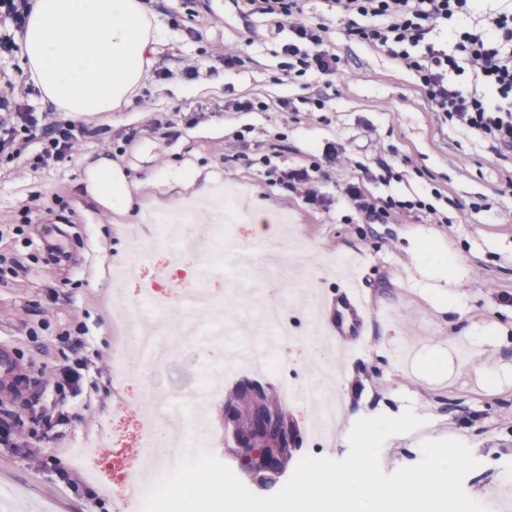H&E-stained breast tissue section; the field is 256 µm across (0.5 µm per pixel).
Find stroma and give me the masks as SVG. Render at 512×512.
I'll return each instance as SVG.
<instances>
[{
    "label": "stroma",
    "instance_id": "stroma-1",
    "mask_svg": "<svg viewBox=\"0 0 512 512\" xmlns=\"http://www.w3.org/2000/svg\"><path fill=\"white\" fill-rule=\"evenodd\" d=\"M159 37L155 63L137 91L134 106L84 122L77 151L61 161L40 162V141L14 160L0 158V340L17 369L0 388V428L33 433L42 456L0 443V489L12 492V512H113L112 495L73 448L96 440L110 427L120 432V456L133 462L143 422L154 419L140 396L151 390L178 403L186 390L217 391L208 410L206 449L234 473L239 460L225 453L224 408L240 378L272 392L305 382L310 356L307 310L283 294L276 307L290 337L271 353L270 369L228 374L234 354L265 346L262 335L242 338L236 319L261 311L276 291V271L258 262L254 289L231 271L197 280L179 269L173 245L156 249L158 237L148 213L184 198L181 176L213 174L214 191L233 193L243 207L264 202L284 230L288 250L307 258L317 289L335 298L344 282L366 292L368 331L345 362L349 399L344 417L397 416L413 410L425 419V438H452L479 460L467 475L466 493L500 503L499 484L512 471V155L502 158L471 132L450 126L431 111L416 76L384 52L351 38L345 22L325 0H304L303 18L324 23L326 46L340 58V74L325 80L309 72L282 78L287 61L281 47L287 21L249 14L232 0H146ZM241 45V62L225 69L216 48ZM200 67L197 79L182 74L184 58ZM12 84L11 101L45 111L29 79L21 51L0 58ZM326 93L323 110L309 112L308 98ZM265 102L262 110L236 111V102ZM294 103L284 111L281 100ZM265 129L255 137V129ZM349 159L338 167L329 146ZM109 156L135 176L157 173L162 188L141 187L136 198L146 243L136 270L114 279L131 247L121 216L105 214L85 190L89 162ZM279 172L319 166L322 203L267 175L263 157ZM360 187L377 204L389 199L430 203V210H391L386 223H364L346 196ZM64 237L68 263H59L44 239ZM170 267L171 280L158 292L168 305V359L159 368L117 369L126 356L125 319L135 315L157 265ZM452 269L450 281L431 275ZM205 291L223 303L226 331L219 346L186 335L184 293ZM493 329L494 338H473L474 326ZM82 375L79 394L68 395L64 419L45 422L27 407L35 384L62 366ZM297 434L296 457L345 458L347 439L334 447L305 438L309 406L289 403ZM422 438V439H425ZM413 434L389 438L381 456L393 468L421 459Z\"/></svg>",
    "mask_w": 512,
    "mask_h": 512
}]
</instances>
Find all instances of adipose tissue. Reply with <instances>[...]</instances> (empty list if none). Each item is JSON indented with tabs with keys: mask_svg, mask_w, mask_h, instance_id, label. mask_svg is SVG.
Masks as SVG:
<instances>
[{
	"mask_svg": "<svg viewBox=\"0 0 512 512\" xmlns=\"http://www.w3.org/2000/svg\"><path fill=\"white\" fill-rule=\"evenodd\" d=\"M157 30L144 0H30L21 35L26 69L44 102L78 119L134 102L153 61ZM155 173L129 179L101 157L86 170V191L101 206L132 218L134 193Z\"/></svg>",
	"mask_w": 512,
	"mask_h": 512,
	"instance_id": "ef3b65f1",
	"label": "adipose tissue"
}]
</instances>
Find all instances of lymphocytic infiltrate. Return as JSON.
I'll use <instances>...</instances> for the list:
<instances>
[{"label":"lymphocytic infiltrate","instance_id":"obj_1","mask_svg":"<svg viewBox=\"0 0 512 512\" xmlns=\"http://www.w3.org/2000/svg\"><path fill=\"white\" fill-rule=\"evenodd\" d=\"M331 11L347 20L350 35L385 52L413 71L425 98L445 122L467 129L498 152L512 151V9L487 13L467 26L477 0H328ZM251 13L290 19L291 35L282 51L284 78L313 70L336 75L340 59L325 49L323 28L300 22L301 0H246ZM448 30L457 52L426 46L428 34ZM0 94V154L20 157L33 138L42 156L60 160L75 147V127L52 112L8 111Z\"/></svg>","mask_w":512,"mask_h":512}]
</instances>
